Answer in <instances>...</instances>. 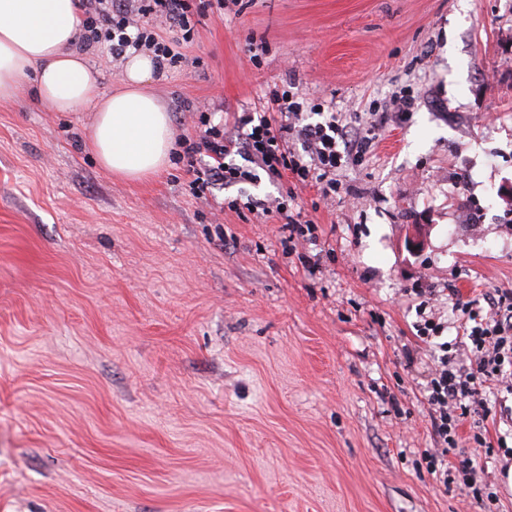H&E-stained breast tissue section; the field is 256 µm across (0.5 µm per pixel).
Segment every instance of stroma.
<instances>
[{
    "label": "stroma",
    "instance_id": "stroma-1",
    "mask_svg": "<svg viewBox=\"0 0 512 512\" xmlns=\"http://www.w3.org/2000/svg\"><path fill=\"white\" fill-rule=\"evenodd\" d=\"M181 51L150 87L174 136L290 83L373 145L336 198L297 190L317 242L286 255L183 163L114 179L91 112L1 102L0 512H512V382L478 379L447 456L481 458L491 509L421 464L431 368L471 364L462 307L512 298V0H239Z\"/></svg>",
    "mask_w": 512,
    "mask_h": 512
}]
</instances>
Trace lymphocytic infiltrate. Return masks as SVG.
Returning a JSON list of instances; mask_svg holds the SVG:
<instances>
[{
	"label": "lymphocytic infiltrate",
	"instance_id": "lymphocytic-infiltrate-1",
	"mask_svg": "<svg viewBox=\"0 0 512 512\" xmlns=\"http://www.w3.org/2000/svg\"><path fill=\"white\" fill-rule=\"evenodd\" d=\"M77 7L82 16L81 48L106 46L116 62L130 51L148 52L163 71L181 66L179 46L191 40L194 19L206 9L201 0H78ZM157 23L167 28V35L154 31ZM266 98V112L235 114L232 134L209 113H197V135L178 140L179 157L194 166V196L218 185L254 180L262 173L272 180L289 179L296 188L317 187L327 200L341 187L337 171L359 161L373 144L370 135L351 126L342 113L322 112L317 120L307 119L303 99L289 89H270ZM469 340L475 371L452 366L443 357L430 381L433 424L443 437L459 425L457 402L477 395V375L499 377L512 368L511 319L480 318L471 327Z\"/></svg>",
	"mask_w": 512,
	"mask_h": 512
}]
</instances>
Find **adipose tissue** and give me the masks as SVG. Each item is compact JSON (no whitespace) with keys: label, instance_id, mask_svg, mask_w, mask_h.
Listing matches in <instances>:
<instances>
[{"label":"adipose tissue","instance_id":"adipose-tissue-1","mask_svg":"<svg viewBox=\"0 0 512 512\" xmlns=\"http://www.w3.org/2000/svg\"><path fill=\"white\" fill-rule=\"evenodd\" d=\"M76 0H0V102L29 95L57 112L92 110L86 145L113 177L142 181L163 169L173 135L167 108L148 86L150 54L129 55L121 83L106 92L75 48Z\"/></svg>","mask_w":512,"mask_h":512}]
</instances>
